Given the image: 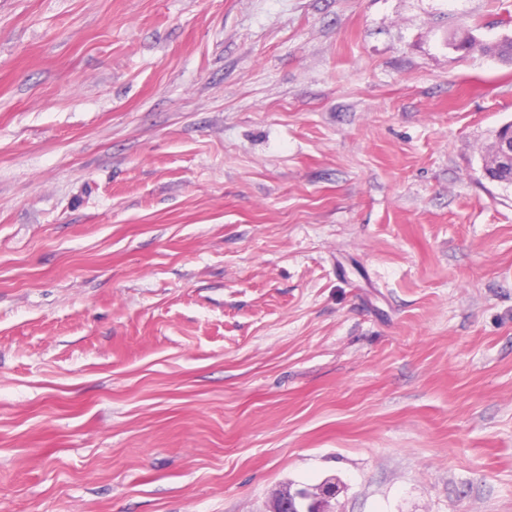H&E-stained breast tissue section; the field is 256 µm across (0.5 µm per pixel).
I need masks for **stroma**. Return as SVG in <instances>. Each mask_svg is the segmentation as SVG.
Instances as JSON below:
<instances>
[{
  "mask_svg": "<svg viewBox=\"0 0 512 512\" xmlns=\"http://www.w3.org/2000/svg\"><path fill=\"white\" fill-rule=\"evenodd\" d=\"M508 38L512 0H0V512H512Z\"/></svg>",
  "mask_w": 512,
  "mask_h": 512,
  "instance_id": "35a3bbf8",
  "label": "stroma"
}]
</instances>
